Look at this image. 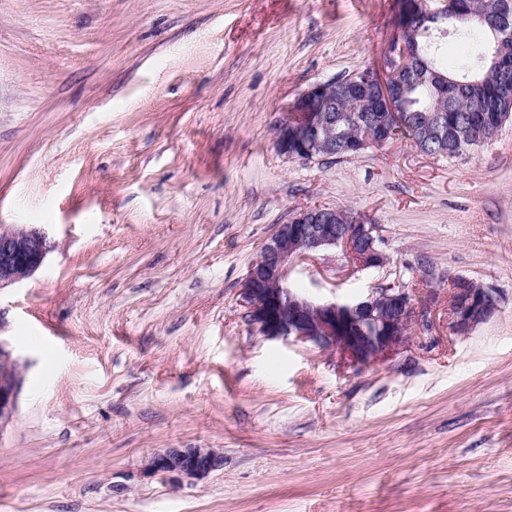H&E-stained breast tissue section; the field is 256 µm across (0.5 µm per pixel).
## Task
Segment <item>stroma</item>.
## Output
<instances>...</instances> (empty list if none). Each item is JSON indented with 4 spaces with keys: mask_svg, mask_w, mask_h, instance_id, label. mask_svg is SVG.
I'll return each mask as SVG.
<instances>
[{
    "mask_svg": "<svg viewBox=\"0 0 512 512\" xmlns=\"http://www.w3.org/2000/svg\"><path fill=\"white\" fill-rule=\"evenodd\" d=\"M396 0H0V225L41 269L0 290L22 362L0 512H512V122L459 158L404 137L293 161L310 85L374 66ZM347 209L386 263L340 250L288 282L322 299L414 288L427 326L357 368L269 340L239 290L277 225ZM499 297L448 329L451 277ZM220 448L193 485L163 448ZM223 467L224 451L220 448H164L145 458L140 475L160 476L182 486L200 481Z\"/></svg>",
    "mask_w": 512,
    "mask_h": 512,
    "instance_id": "1",
    "label": "stroma"
}]
</instances>
